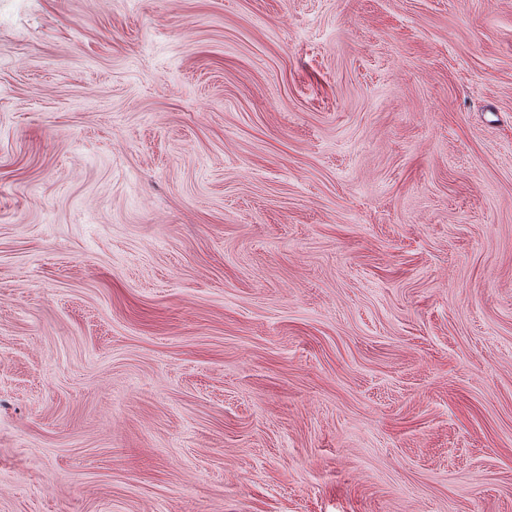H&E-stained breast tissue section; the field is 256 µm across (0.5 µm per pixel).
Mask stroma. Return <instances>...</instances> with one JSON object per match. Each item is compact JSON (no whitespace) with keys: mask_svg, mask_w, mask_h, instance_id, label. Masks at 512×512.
I'll return each mask as SVG.
<instances>
[{"mask_svg":"<svg viewBox=\"0 0 512 512\" xmlns=\"http://www.w3.org/2000/svg\"><path fill=\"white\" fill-rule=\"evenodd\" d=\"M0 512H512V0H0Z\"/></svg>","mask_w":512,"mask_h":512,"instance_id":"1","label":"stroma"}]
</instances>
